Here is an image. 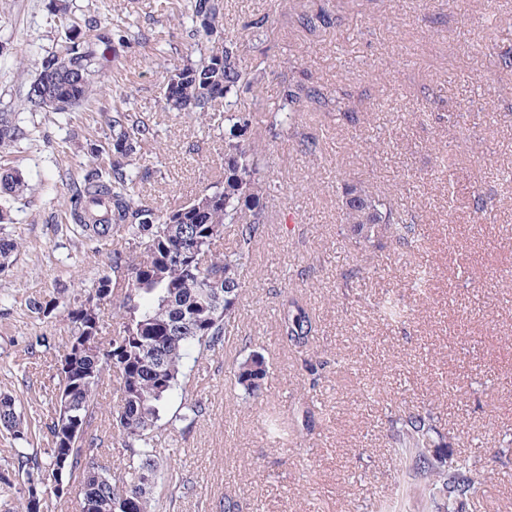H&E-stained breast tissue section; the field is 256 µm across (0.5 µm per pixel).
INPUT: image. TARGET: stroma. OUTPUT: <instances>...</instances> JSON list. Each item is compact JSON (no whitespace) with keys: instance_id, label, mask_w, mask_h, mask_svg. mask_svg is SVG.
<instances>
[{"instance_id":"35a3bbf8","label":"stroma","mask_w":512,"mask_h":512,"mask_svg":"<svg viewBox=\"0 0 512 512\" xmlns=\"http://www.w3.org/2000/svg\"><path fill=\"white\" fill-rule=\"evenodd\" d=\"M277 0H224V29L250 63H264L263 101L302 83L342 98L347 116L305 109L297 138L270 148V176L283 185L267 203L268 222L253 245L249 288L238 334L223 348L191 353L185 392L161 413L160 458L173 480L154 489L156 512H372L399 492L388 438L391 408L431 403L451 452H467L491 470L484 512H512V449L495 437L512 430V69L497 55L512 49V0H357L331 26L299 27ZM90 15L128 19L141 41L107 50L94 95L71 110L35 111L29 83L69 35L83 36ZM268 23L261 35L250 24ZM191 41L159 0H0V113H11L23 138L0 149V165L19 170L29 192L11 204L0 236L19 248L0 271V394L15 398L31 423L45 420L59 388L56 358L71 332L68 312L96 286L120 235L85 242L67 200L92 150L110 142L106 115L140 113L157 141L140 162L144 193L158 208L187 202L224 171V132L205 130L165 110L169 70ZM457 113L458 123L447 121ZM317 140L322 161L301 155V138ZM377 195L396 193L422 227V261L432 267L426 292L398 278L411 319L390 326L369 308L399 254L387 239L363 250L341 248L340 181ZM491 199L473 224L475 194ZM293 297L316 332L306 353L278 336L281 303ZM51 301L46 317L32 299ZM262 352L272 377L263 397L240 402L229 371ZM324 363L310 390L305 359ZM117 383L99 391L95 428L104 437L99 464L123 466L113 436ZM208 409L185 423V394ZM289 419L287 447L263 426L267 413ZM17 441L0 429V512H16L29 481L16 462Z\"/></svg>"}]
</instances>
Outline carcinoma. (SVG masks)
<instances>
[{
  "label": "carcinoma",
  "mask_w": 512,
  "mask_h": 512,
  "mask_svg": "<svg viewBox=\"0 0 512 512\" xmlns=\"http://www.w3.org/2000/svg\"><path fill=\"white\" fill-rule=\"evenodd\" d=\"M280 6L296 14L306 28L320 20L297 10L295 0H280ZM177 18L179 24L189 25L195 57L169 71L162 88L164 104L205 125L215 116V103L224 101V175L175 208L151 205L138 190L139 161L157 134L135 112L117 110L108 116V152L94 158L81 185L72 190L70 217L89 242H99L112 231L126 239L129 251L112 252L94 289L96 298L112 304L118 327L107 341L91 338L85 335L86 322L100 324L101 308L88 310L81 303L69 311V343L82 339L87 346L60 372L61 386L73 389L70 408L82 417L85 428L76 442L60 440L66 415L58 399L45 423L51 438L45 456L24 448L16 453L17 467L36 473L44 490L52 488L56 460L67 457L80 484L82 512H153L152 492L163 475L155 432L160 412L182 386L188 352L214 351L235 329L252 244L267 223L266 201L282 190L280 182L263 173L268 147L252 134L255 113L237 110L242 94L260 99L264 70L248 68L238 39L224 32V0H187ZM84 26L86 37L45 60L39 72L48 81L52 112H66L91 97L97 48L135 39L131 26L122 21L105 24L89 16ZM309 104L323 107L328 100L315 86L285 87L269 111L272 137L292 136ZM21 135L11 115L1 112L0 147ZM28 190L18 171L0 168V224L6 223L5 203ZM340 202L341 221L350 225L355 243L385 236L409 259L420 250L419 225L407 222L364 186L343 184ZM228 229L238 237V248L231 252L220 249ZM374 311L391 325L410 319V311L395 295L374 304ZM279 320L283 341L296 349L308 346L315 326L298 300L282 303ZM269 374L265 355L252 351L235 364L234 385L243 399L256 400L267 390ZM111 376L118 383L113 427L128 452L124 470L117 474L94 462L102 454V441L91 431L97 416L96 391ZM436 419L431 405L401 408L392 417L389 439L403 479L402 495L396 501H382L376 512H461L481 507L479 492L489 474L477 469L470 457L448 452L439 439ZM0 427L16 440L27 442L31 436L9 395L0 397ZM44 504L43 490L33 487L18 512H42Z\"/></svg>",
  "instance_id": "carcinoma-1"
}]
</instances>
